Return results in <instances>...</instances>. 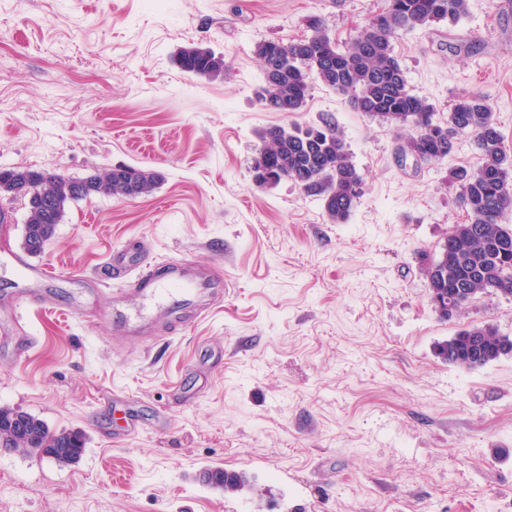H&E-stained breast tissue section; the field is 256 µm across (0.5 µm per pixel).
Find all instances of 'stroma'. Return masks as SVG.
I'll return each mask as SVG.
<instances>
[{
    "mask_svg": "<svg viewBox=\"0 0 512 512\" xmlns=\"http://www.w3.org/2000/svg\"><path fill=\"white\" fill-rule=\"evenodd\" d=\"M384 0H0V168L83 178L158 171L140 198L70 203L40 264L49 281L28 339H0V406L81 432L77 464L0 451V512H512V355L476 370L438 343L490 324L512 337V296L489 291L445 320L425 267L465 213L453 168L414 164L378 118L313 82L304 111L264 110L255 43L350 42ZM190 45L224 57L212 81L181 70ZM413 93L437 112L482 92L512 153V0H469L456 26L395 41ZM332 114L364 194L331 223L294 183L256 186L264 129ZM0 302L16 288L26 210L0 198ZM140 265H217L205 313L122 332L114 252ZM138 431H121L128 421ZM251 488L207 484L213 468Z\"/></svg>",
    "mask_w": 512,
    "mask_h": 512,
    "instance_id": "obj_1",
    "label": "stroma"
}]
</instances>
